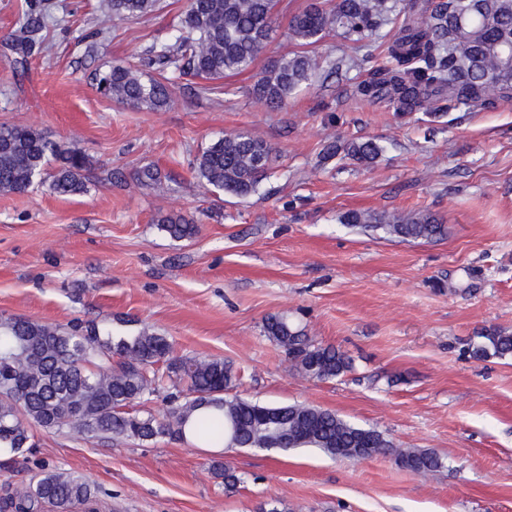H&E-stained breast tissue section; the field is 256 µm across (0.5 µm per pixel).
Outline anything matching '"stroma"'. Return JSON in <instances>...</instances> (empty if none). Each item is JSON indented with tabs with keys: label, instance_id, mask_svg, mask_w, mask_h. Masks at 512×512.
<instances>
[{
	"label": "stroma",
	"instance_id": "1",
	"mask_svg": "<svg viewBox=\"0 0 512 512\" xmlns=\"http://www.w3.org/2000/svg\"><path fill=\"white\" fill-rule=\"evenodd\" d=\"M33 1L50 18L22 65L5 42ZM104 2L0 0V124L42 129L94 162L81 195L44 185L0 193V315L160 333L175 356L232 363L241 397L332 410L444 466L422 476L390 455L355 463L312 448L41 429L10 482L43 466L83 475L99 487V512H512V359L468 351L481 331L512 333V98L399 116L357 94L385 59L379 35L361 65L318 75L268 110L252 94L255 75L294 50L281 31L307 3L281 0L278 35L251 71L223 79V92L180 76L166 109L132 111L102 97L95 74L172 34L186 0L122 22L104 21ZM240 131L276 153L247 198L203 187L190 168L201 148ZM361 138L382 148L373 164L322 160L336 140ZM145 165L163 175L154 187L136 181ZM352 210L427 212L447 234L404 242L341 223ZM170 212L197 220L194 241L159 230ZM278 314L345 352L352 370L324 381L293 372L263 332ZM217 461L240 477L234 491L216 477Z\"/></svg>",
	"mask_w": 512,
	"mask_h": 512
}]
</instances>
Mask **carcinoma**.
Instances as JSON below:
<instances>
[{
    "label": "carcinoma",
    "instance_id": "obj_1",
    "mask_svg": "<svg viewBox=\"0 0 512 512\" xmlns=\"http://www.w3.org/2000/svg\"><path fill=\"white\" fill-rule=\"evenodd\" d=\"M109 20L150 15L160 0H107ZM278 0H186L179 34L155 41L138 62H115L99 73L97 90L135 111L158 112L171 102V76L219 80L249 70L276 32ZM47 11L29 5L11 39L24 65L46 28ZM388 24L385 61L371 68L357 92L385 101L405 117L432 112L442 100L456 107L490 108L512 90V0H308L291 15L284 35L315 46L332 32L359 44ZM321 70L318 56L300 52L274 61L256 75L253 94L267 108L280 110L311 84ZM380 152L372 139L352 140L326 149L361 165ZM273 149L247 132L226 135L194 157L199 183L237 197L256 193L270 176ZM55 161L50 190L62 197L87 190L91 159L77 148L60 149L44 131L0 125V192L24 193L44 180ZM343 222L381 230L404 241H437L445 225L430 214L385 216L349 211ZM159 229L174 240L195 238L192 218L169 214ZM265 335L284 348L291 367L306 378L329 380L352 368L334 346H322L286 315L265 320ZM477 359L512 355V334L485 330L470 345ZM238 374L220 357L173 356L161 334L143 329L133 335L100 332L93 322L68 327L0 317V472L32 447L35 432L70 429L112 440H184L191 436L209 448L225 445L288 451L315 448L353 462L390 454L418 474L442 468L435 453L399 448L384 433L350 423L335 412L305 404L268 406L231 390ZM168 390L169 409L156 415L142 408L151 396ZM98 487L86 477L43 469L22 486H7L0 512H71L76 505L96 512Z\"/></svg>",
    "mask_w": 512,
    "mask_h": 512
}]
</instances>
